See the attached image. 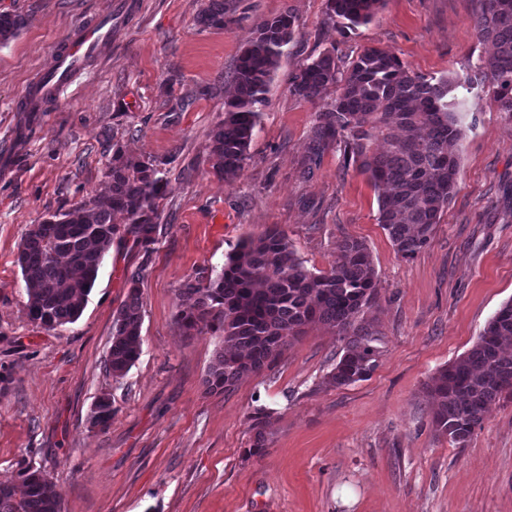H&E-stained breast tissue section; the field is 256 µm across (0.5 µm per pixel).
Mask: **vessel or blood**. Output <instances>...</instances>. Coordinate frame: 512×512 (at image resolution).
Returning <instances> with one entry per match:
<instances>
[{
	"instance_id": "b4317fda",
	"label": "vessel or blood",
	"mask_w": 512,
	"mask_h": 512,
	"mask_svg": "<svg viewBox=\"0 0 512 512\" xmlns=\"http://www.w3.org/2000/svg\"><path fill=\"white\" fill-rule=\"evenodd\" d=\"M112 40V20L104 18L98 26L75 29L51 55L49 61L26 87L23 109L38 112L46 99L58 96L90 62L99 57Z\"/></svg>"
}]
</instances>
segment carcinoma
Wrapping results in <instances>:
<instances>
[{"mask_svg": "<svg viewBox=\"0 0 512 512\" xmlns=\"http://www.w3.org/2000/svg\"><path fill=\"white\" fill-rule=\"evenodd\" d=\"M382 5L383 0H327L326 16L343 31L354 30L369 23ZM224 14V0H208L198 21L222 28ZM26 25L20 14L0 13V44ZM473 31L491 51L476 73L463 78L413 74L378 48H367L346 63L331 48L292 79L294 94L311 101L339 86L336 98L316 112L304 170H313L335 146L360 162L379 191L378 222L404 259L429 244L457 181L463 128L452 90L487 82L497 110L512 119V0H482ZM294 34L292 14L268 19L237 59L234 92L224 99V118L212 131L210 160L219 178L230 180L243 169L273 74ZM375 140L384 144L379 152L370 150ZM107 176L111 187L106 197L31 225L18 264L27 290V316L51 329L82 315L114 239L131 237L144 248L142 261L125 278V300L112 322L106 367L112 376L122 377L141 352V286L155 241L156 200L168 182L151 162L119 147L113 149ZM118 214L124 218L121 224L115 223ZM378 294L376 272L362 242L343 240L331 267L315 273L274 225L258 237L240 240L218 274L202 267L184 282L177 290L176 322L190 335L208 328L222 333L224 346L204 380L215 393L231 392L241 378L273 363L307 325L319 322L344 342L343 354L327 375L329 384L340 387L368 379L378 367L379 337L367 319ZM511 342L509 300L472 348L426 384L438 434L465 444L480 427L487 406L505 393L512 395ZM113 413L111 397L101 395L91 410V424L106 427ZM267 418L261 408L249 416V428L255 431L251 455L265 448ZM19 478L16 485H0V512H61L60 494L44 471L28 464Z\"/></svg>", "mask_w": 512, "mask_h": 512, "instance_id": "obj_1", "label": "carcinoma"}]
</instances>
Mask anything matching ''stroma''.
<instances>
[{
    "mask_svg": "<svg viewBox=\"0 0 512 512\" xmlns=\"http://www.w3.org/2000/svg\"><path fill=\"white\" fill-rule=\"evenodd\" d=\"M223 28L197 21L206 0H0L28 25L0 46V483L44 470L62 512H512V396L489 405L465 445L432 426L425 384L465 354L512 299V120L492 89L453 92L464 130L453 196L430 244L397 254L378 222V192L342 148L312 173L301 159L321 102L293 75L327 48L345 60L378 47L425 77L462 76L488 47L472 33L480 0H384L342 31L326 0H225ZM112 11V45L61 99L22 112L18 100L67 31ZM296 18L239 176L209 161L211 131L242 49L264 20ZM153 160L168 181L142 285V352L106 370L124 278L143 258L114 240L81 317L55 329L26 315L17 262L30 225L107 195L113 146ZM278 226L307 268L328 269L345 239L363 242L379 283L380 337L371 377L326 383L342 341L309 325L270 367L226 394L203 379L220 333L186 335L176 294L202 266L221 269L243 237ZM108 427L90 424L101 394ZM271 413L251 454L249 416Z\"/></svg>",
    "mask_w": 512,
    "mask_h": 512,
    "instance_id": "obj_1",
    "label": "stroma"
}]
</instances>
